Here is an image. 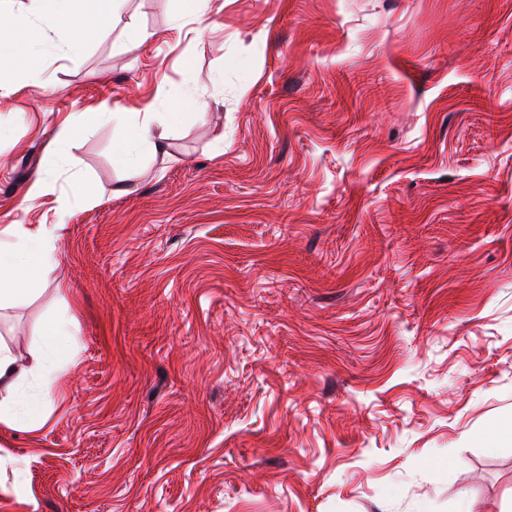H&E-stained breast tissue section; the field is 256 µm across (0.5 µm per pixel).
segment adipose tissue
<instances>
[{
    "mask_svg": "<svg viewBox=\"0 0 512 512\" xmlns=\"http://www.w3.org/2000/svg\"><path fill=\"white\" fill-rule=\"evenodd\" d=\"M35 14L14 9H0V32L22 34L26 51L24 61L37 67L45 48L43 34L46 30L67 27L71 31L68 41L71 52H79L96 38L99 25L77 20L72 10L73 0H35ZM202 105L197 94L184 91L167 97L164 114L139 112L135 117L126 113H113L112 118L124 124L125 130L115 144L117 162L130 172H137L142 153H165L168 126L181 123L187 116L198 114ZM14 234L20 248L7 251L0 248V308L6 307L23 296L29 295L32 286L40 282L42 270L55 260L53 236L46 225L31 228L16 225ZM79 326L77 322L52 327L46 340L47 350L37 360L34 369L44 384H51L55 375L73 365L77 356Z\"/></svg>",
    "mask_w": 512,
    "mask_h": 512,
    "instance_id": "obj_1",
    "label": "adipose tissue"
}]
</instances>
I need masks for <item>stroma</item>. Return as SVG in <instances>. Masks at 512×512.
I'll return each instance as SVG.
<instances>
[{"instance_id":"obj_1","label":"stroma","mask_w":512,"mask_h":512,"mask_svg":"<svg viewBox=\"0 0 512 512\" xmlns=\"http://www.w3.org/2000/svg\"><path fill=\"white\" fill-rule=\"evenodd\" d=\"M223 3L75 0L116 20L38 77L0 36V242L57 255L0 342L80 330L0 423V512H512V0ZM188 86L207 117L128 178L112 110ZM171 10L176 21L191 19L197 23V31L203 32L209 29L205 24L206 15L211 7V0H171ZM103 115V112L97 110L78 112L75 117L64 123L57 131L52 141L54 150L57 153L64 152L76 133L96 128L102 121ZM47 351L26 371H37L48 387L55 375L73 365L77 356L79 326L76 321L52 327L47 333Z\"/></svg>"}]
</instances>
